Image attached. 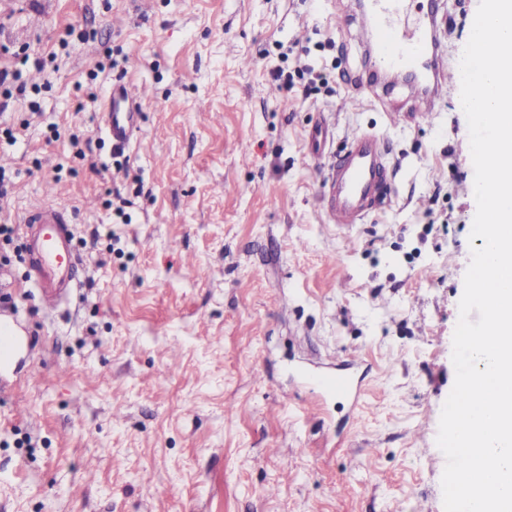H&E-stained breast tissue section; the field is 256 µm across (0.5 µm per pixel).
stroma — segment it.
<instances>
[{"mask_svg":"<svg viewBox=\"0 0 512 512\" xmlns=\"http://www.w3.org/2000/svg\"><path fill=\"white\" fill-rule=\"evenodd\" d=\"M480 0H436L458 63ZM356 0H0V215L56 186L81 284L0 310V512H444L436 438L476 213L469 128L372 81ZM326 77L307 90L308 73ZM142 91L114 148L103 103ZM407 113L393 117L390 105ZM383 137L363 223H329L309 134ZM91 139L78 155L71 135ZM347 370L360 395L312 388ZM20 343L17 322L0 313V366L7 364Z\"/></svg>","mask_w":512,"mask_h":512,"instance_id":"35a3bbf8","label":"stroma"}]
</instances>
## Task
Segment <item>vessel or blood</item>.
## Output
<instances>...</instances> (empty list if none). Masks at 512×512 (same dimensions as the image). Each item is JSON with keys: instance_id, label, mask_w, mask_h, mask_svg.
Returning <instances> with one entry per match:
<instances>
[{"instance_id": "obj_1", "label": "vessel or blood", "mask_w": 512, "mask_h": 512, "mask_svg": "<svg viewBox=\"0 0 512 512\" xmlns=\"http://www.w3.org/2000/svg\"><path fill=\"white\" fill-rule=\"evenodd\" d=\"M360 25L364 41L375 49V64L382 70H411L434 84L443 94L451 73L443 52L431 50L432 34L410 24L408 0H368ZM106 132L114 142H127L135 129L133 113L109 111ZM382 137L355 132L346 148L327 165L321 195L330 223L343 227L363 221L375 200L387 189L389 166ZM26 261L43 309L57 308L76 288L75 271L81 260L73 247L67 209L49 201L27 209L21 221ZM20 343L17 322L0 313V366L7 364Z\"/></svg>"}]
</instances>
